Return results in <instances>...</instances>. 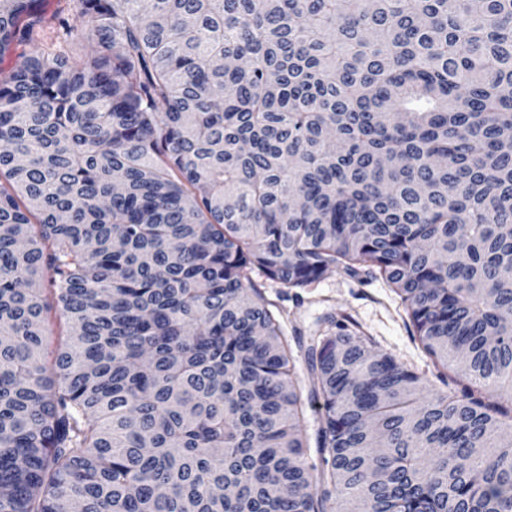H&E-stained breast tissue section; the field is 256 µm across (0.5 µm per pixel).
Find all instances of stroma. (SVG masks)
<instances>
[{
	"mask_svg": "<svg viewBox=\"0 0 512 512\" xmlns=\"http://www.w3.org/2000/svg\"><path fill=\"white\" fill-rule=\"evenodd\" d=\"M73 16L71 0H49L47 22L34 34V42L74 58L89 56L95 45L90 30L67 37L59 26L60 19ZM255 282L265 299L282 310L289 341L309 342L311 336L325 329L330 316L344 314L372 336L379 349L414 365L426 388L438 387L432 362L413 337L399 297L382 279L332 272L303 290L283 288L260 275Z\"/></svg>",
	"mask_w": 512,
	"mask_h": 512,
	"instance_id": "obj_1",
	"label": "stroma"
}]
</instances>
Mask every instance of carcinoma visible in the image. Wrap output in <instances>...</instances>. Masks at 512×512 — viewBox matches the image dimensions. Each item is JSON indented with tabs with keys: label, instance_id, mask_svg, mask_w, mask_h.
Masks as SVG:
<instances>
[{
	"label": "carcinoma",
	"instance_id": "obj_1",
	"mask_svg": "<svg viewBox=\"0 0 512 512\" xmlns=\"http://www.w3.org/2000/svg\"><path fill=\"white\" fill-rule=\"evenodd\" d=\"M76 13L0 81V512H512V0ZM330 270L447 390L345 315L298 370L253 275ZM72 0H49L47 23L42 30L34 34L33 43L42 44L44 47H50L55 50L65 52L68 56L74 58H85L92 52L95 42L92 39L90 27L91 24H81L78 20L76 24L82 25V32H75L71 37L63 36V29L60 28L58 18H68L71 24L75 23V15L72 10ZM42 299L51 306L47 313L49 321L50 336L49 342L51 349L55 348L59 343L67 339L68 325L65 318L62 316L59 308L56 305L54 294L51 288H45L42 293Z\"/></svg>",
	"mask_w": 512,
	"mask_h": 512
}]
</instances>
